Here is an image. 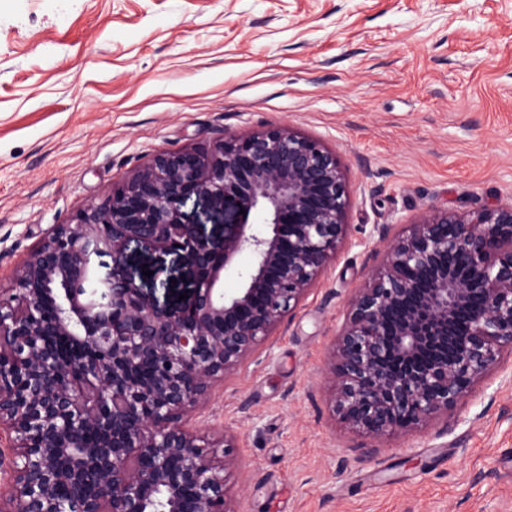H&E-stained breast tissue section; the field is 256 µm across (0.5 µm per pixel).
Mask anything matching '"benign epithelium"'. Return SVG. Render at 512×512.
<instances>
[{"label": "benign epithelium", "instance_id": "obj_1", "mask_svg": "<svg viewBox=\"0 0 512 512\" xmlns=\"http://www.w3.org/2000/svg\"><path fill=\"white\" fill-rule=\"evenodd\" d=\"M192 199L224 214L223 240L185 221ZM349 203L336 153L273 126L159 150L52 225L0 287V512H234L233 439L187 418L293 317L346 240ZM374 232L385 262L348 297L327 374L335 414L380 438L448 414L512 348V204ZM132 245L181 255L191 297L156 305L125 265Z\"/></svg>", "mask_w": 512, "mask_h": 512}]
</instances>
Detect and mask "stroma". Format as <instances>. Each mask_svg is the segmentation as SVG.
<instances>
[{
    "instance_id": "1",
    "label": "stroma",
    "mask_w": 512,
    "mask_h": 512,
    "mask_svg": "<svg viewBox=\"0 0 512 512\" xmlns=\"http://www.w3.org/2000/svg\"><path fill=\"white\" fill-rule=\"evenodd\" d=\"M286 125L335 151L348 237L319 285L191 416L236 437L234 512H512V350L474 395L375 440L331 411L358 241L512 204V0H0V278L159 150ZM177 307L181 255L130 247Z\"/></svg>"
}]
</instances>
